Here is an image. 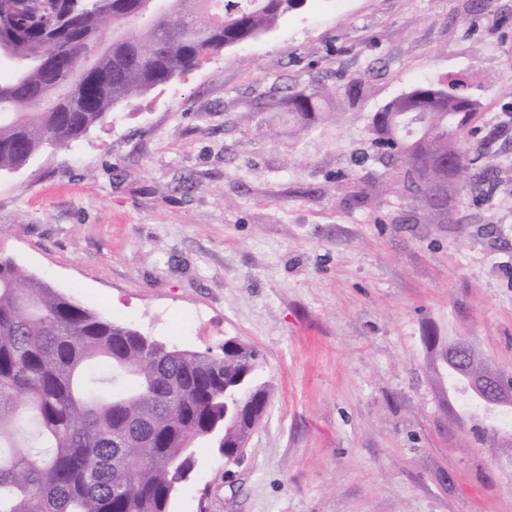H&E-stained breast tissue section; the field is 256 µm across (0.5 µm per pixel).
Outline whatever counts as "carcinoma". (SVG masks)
Segmentation results:
<instances>
[{"instance_id":"cac0c4a2","label":"carcinoma","mask_w":512,"mask_h":512,"mask_svg":"<svg viewBox=\"0 0 512 512\" xmlns=\"http://www.w3.org/2000/svg\"><path fill=\"white\" fill-rule=\"evenodd\" d=\"M148 0H0V171L45 146L67 149L119 102L196 69L203 59L274 28L300 0H169L142 23ZM327 92L294 86L285 104L308 117ZM476 106L419 84L372 122L412 206L452 178L494 189L496 131L466 147ZM483 369L448 367L459 394ZM261 354L235 339L217 355L169 347L85 308L0 257V512H171L210 444L239 461L265 414Z\"/></svg>"}]
</instances>
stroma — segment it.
<instances>
[{"mask_svg":"<svg viewBox=\"0 0 512 512\" xmlns=\"http://www.w3.org/2000/svg\"><path fill=\"white\" fill-rule=\"evenodd\" d=\"M464 78L492 193L409 207L372 119ZM324 87L321 112L271 108ZM512 0H304L276 27L0 174V253L180 350L255 346L239 463L197 451L172 512H512V443L448 407L449 341L512 375Z\"/></svg>","mask_w":512,"mask_h":512,"instance_id":"35a3bbf8","label":"stroma"}]
</instances>
